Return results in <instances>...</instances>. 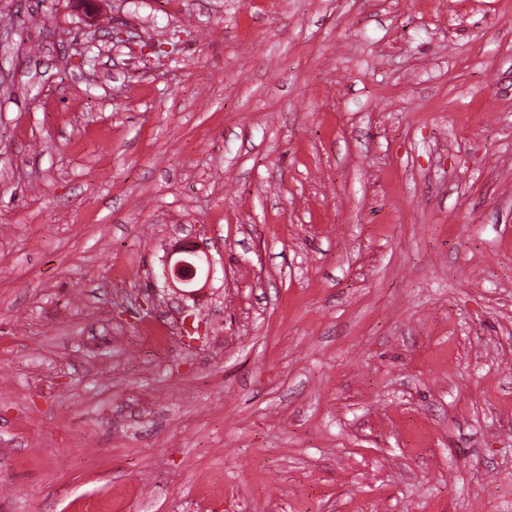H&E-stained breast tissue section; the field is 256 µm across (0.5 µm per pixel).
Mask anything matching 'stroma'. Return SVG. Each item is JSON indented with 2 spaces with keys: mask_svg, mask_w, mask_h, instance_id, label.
Here are the masks:
<instances>
[{
  "mask_svg": "<svg viewBox=\"0 0 512 512\" xmlns=\"http://www.w3.org/2000/svg\"><path fill=\"white\" fill-rule=\"evenodd\" d=\"M107 501L512 512V0H0V512ZM179 253H186L188 255L194 256L204 264L206 267V281H210L214 278L217 272V264L213 257L197 242L190 241L183 243L181 246L176 247L162 260L160 274L164 283V288H162V291H160L158 288H155V297L153 299L150 301L148 300L146 303H139L141 311H145L147 315L153 312L155 302L160 301L158 300L157 295L162 294V302L167 300V303L176 302L179 304V309L181 310L180 315H185L184 320L186 318L188 319L189 317H192V315L186 314L190 311V308L184 305L182 300L179 298L180 289L168 288L175 286L176 283H185L194 277L197 272V267L195 264L183 259L184 257L173 259V255ZM169 290L172 291V293H169Z\"/></svg>",
  "mask_w": 512,
  "mask_h": 512,
  "instance_id": "stroma-1",
  "label": "stroma"
}]
</instances>
